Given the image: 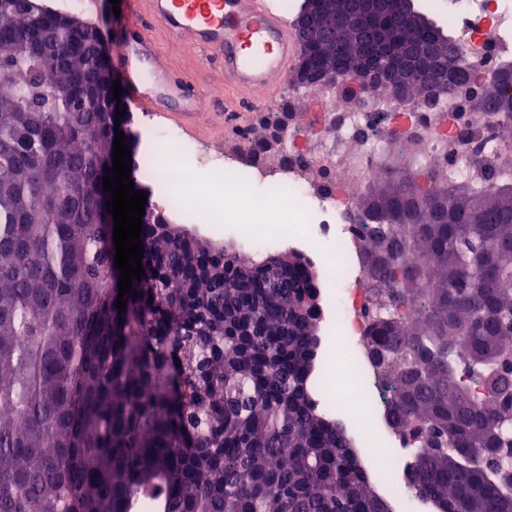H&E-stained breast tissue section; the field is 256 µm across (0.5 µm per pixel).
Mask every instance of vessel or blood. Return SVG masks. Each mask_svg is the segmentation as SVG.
Listing matches in <instances>:
<instances>
[{"label": "vessel or blood", "mask_w": 512, "mask_h": 512, "mask_svg": "<svg viewBox=\"0 0 512 512\" xmlns=\"http://www.w3.org/2000/svg\"><path fill=\"white\" fill-rule=\"evenodd\" d=\"M128 4L112 64L142 114L159 117L193 136L201 133L204 97L162 60L154 27L218 62L238 92L239 112L272 103L301 54L293 23L275 0H128Z\"/></svg>", "instance_id": "obj_1"}]
</instances>
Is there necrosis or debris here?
Returning a JSON list of instances; mask_svg holds the SVG:
<instances>
[{
	"label": "necrosis or debris",
	"mask_w": 512,
	"mask_h": 512,
	"mask_svg": "<svg viewBox=\"0 0 512 512\" xmlns=\"http://www.w3.org/2000/svg\"><path fill=\"white\" fill-rule=\"evenodd\" d=\"M448 29L466 59L491 76L512 55V0H448ZM308 97L309 118L289 121L277 161L254 163L246 151L254 134L246 125L237 130L241 148L236 154L219 158L204 146L198 153L204 162L234 173L240 188L257 183L277 187V194L253 203L267 215L287 210L292 222L285 229L269 224L264 236L249 240V250L258 252L286 237L309 240L325 297L336 307L339 340L349 344L363 338L376 299L352 270L362 262L361 201L383 158L404 155L415 175L452 172L481 187L490 173L512 177V121L468 111L459 98L427 106L370 95L364 106L349 108L338 85L309 89ZM158 180V209L216 228L226 223L210 187L196 183L187 169L169 166ZM339 379L335 360H326L320 383L325 402H350L358 426H365L375 400L369 384L348 387Z\"/></svg>",
	"instance_id": "necrosis-or-debris-1"
}]
</instances>
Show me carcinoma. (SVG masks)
I'll return each mask as SVG.
<instances>
[{"mask_svg":"<svg viewBox=\"0 0 512 512\" xmlns=\"http://www.w3.org/2000/svg\"><path fill=\"white\" fill-rule=\"evenodd\" d=\"M306 2L316 19L352 7ZM373 10L364 34L331 26L304 50L296 85L383 64L390 34L401 83L443 67L422 55L439 28ZM55 16L0 0V512H382L404 492L512 512V181L443 175L431 200L387 168L362 201L379 288L364 346L412 471L381 493L317 397L309 265L285 254L270 279L235 252L226 271L224 245L147 208L118 311L103 39ZM447 52L450 96L470 63ZM498 73L486 107L512 114V63Z\"/></svg>","mask_w":512,"mask_h":512,"instance_id":"obj_1","label":"carcinoma"}]
</instances>
